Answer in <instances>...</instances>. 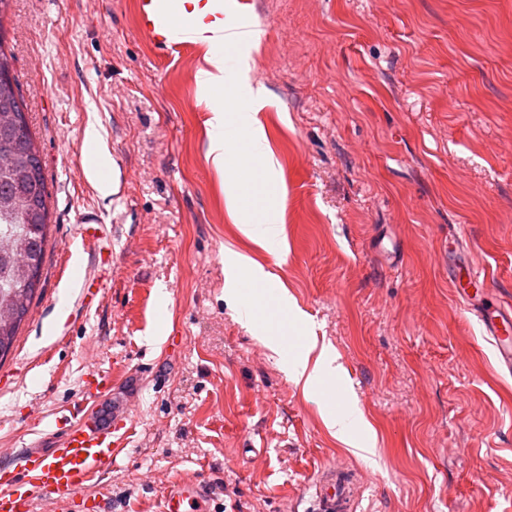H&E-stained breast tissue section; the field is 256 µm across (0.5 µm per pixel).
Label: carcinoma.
<instances>
[{"label":"carcinoma","instance_id":"obj_1","mask_svg":"<svg viewBox=\"0 0 512 512\" xmlns=\"http://www.w3.org/2000/svg\"><path fill=\"white\" fill-rule=\"evenodd\" d=\"M31 128L24 136L0 130V150L14 155L11 168L0 170V319L22 303L32 304V267L48 242L49 207L43 166H34ZM19 324L0 328V361L11 351Z\"/></svg>","mask_w":512,"mask_h":512}]
</instances>
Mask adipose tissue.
<instances>
[{
  "label": "adipose tissue",
  "mask_w": 512,
  "mask_h": 512,
  "mask_svg": "<svg viewBox=\"0 0 512 512\" xmlns=\"http://www.w3.org/2000/svg\"><path fill=\"white\" fill-rule=\"evenodd\" d=\"M208 66L196 75L197 93L205 101L213 117L210 121L207 158L218 172H230V188L225 191V205L228 214L240 234L256 248L272 251L283 240V225L274 222H258L251 212L248 201L241 190L243 180H255L264 184L276 183L281 166L270 148L266 136L251 112L247 101L237 102L236 127L241 130L236 139H228V127L224 114V93L229 85L248 81L249 55L237 59L235 70H228L224 53L212 47L206 53ZM241 157L243 165L228 170L226 160L229 154ZM224 259L232 271L225 280L224 294L237 304L241 321L251 326L258 340L271 352L281 355L283 366L289 378L301 384L305 391L313 394L340 397L342 403L336 411H324L323 420L331 434L340 443L350 447L360 457H368L375 451L376 439L366 433L367 421L361 408L354 402L345 400V392L340 385L342 369L337 355L330 347H316L308 343L298 347L293 353H285L272 321H259L255 310L260 305H268L277 311L288 309V295L280 288L272 275L265 272L251 254L225 248ZM249 272L251 280L258 288L250 299H243L239 272Z\"/></svg>",
  "instance_id": "ef3b65f1"
}]
</instances>
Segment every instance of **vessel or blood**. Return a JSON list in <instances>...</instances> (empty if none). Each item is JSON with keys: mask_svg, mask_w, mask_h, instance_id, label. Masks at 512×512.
Instances as JSON below:
<instances>
[{"mask_svg": "<svg viewBox=\"0 0 512 512\" xmlns=\"http://www.w3.org/2000/svg\"><path fill=\"white\" fill-rule=\"evenodd\" d=\"M251 0H137L140 31L154 46L183 48L207 46L219 39L222 47L248 43ZM465 276L453 279L457 294L467 300L470 312L488 336L499 367L512 373V308L486 303L488 278L483 269L469 264ZM79 299L91 306L96 299L94 268L77 276ZM112 427H89L78 414L65 417L51 447L19 452L0 448V512H73L76 496L93 478L111 469L117 456ZM358 486L349 471L336 470L319 483L317 512H353ZM207 488L198 479L171 482L163 496V512H205Z\"/></svg>", "mask_w": 512, "mask_h": 512, "instance_id": "obj_1", "label": "vessel or blood"}]
</instances>
